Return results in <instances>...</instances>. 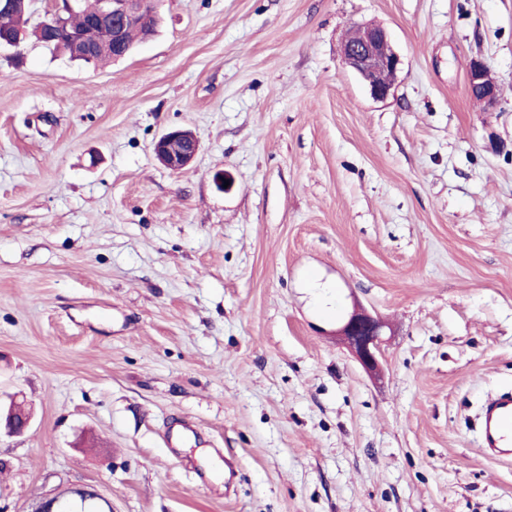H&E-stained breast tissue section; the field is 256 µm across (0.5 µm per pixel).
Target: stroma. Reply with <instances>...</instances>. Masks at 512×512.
Returning a JSON list of instances; mask_svg holds the SVG:
<instances>
[{"label": "stroma", "mask_w": 512, "mask_h": 512, "mask_svg": "<svg viewBox=\"0 0 512 512\" xmlns=\"http://www.w3.org/2000/svg\"><path fill=\"white\" fill-rule=\"evenodd\" d=\"M157 10L106 64L0 51V402L34 412L0 437V512L71 486L112 512H499L512 463L477 414L512 388V0ZM365 24L402 61L382 101L341 53ZM173 129L199 143L178 172ZM357 307L388 324L374 373L335 335ZM467 85L471 96L482 103L485 109L493 110L497 106L500 90L483 62L475 60L470 64ZM156 159L167 169L180 171L189 165L198 150L193 136L185 130L163 134L154 144Z\"/></svg>", "instance_id": "1"}]
</instances>
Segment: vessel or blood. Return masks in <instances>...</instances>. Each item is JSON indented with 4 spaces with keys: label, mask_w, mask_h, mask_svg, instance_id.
<instances>
[{
    "label": "vessel or blood",
    "mask_w": 512,
    "mask_h": 512,
    "mask_svg": "<svg viewBox=\"0 0 512 512\" xmlns=\"http://www.w3.org/2000/svg\"><path fill=\"white\" fill-rule=\"evenodd\" d=\"M478 442L493 458L512 459V389L496 392L482 403Z\"/></svg>",
    "instance_id": "1"
}]
</instances>
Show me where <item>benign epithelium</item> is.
<instances>
[{
	"mask_svg": "<svg viewBox=\"0 0 512 512\" xmlns=\"http://www.w3.org/2000/svg\"><path fill=\"white\" fill-rule=\"evenodd\" d=\"M78 0H55V7L48 24L62 27L76 12ZM154 6V0H101L99 11L92 15L83 29L71 36V40L82 47L83 52L105 45L116 51L115 57L126 55L124 34L128 27L141 23L146 7ZM345 63L358 75L376 100L386 99L393 82L384 80L385 75L394 76L401 65L400 56L391 48L386 30L379 25L361 26L356 38L343 46ZM467 85L469 93L483 104L485 109H494L499 100V87L490 70L481 61L470 64ZM198 144L185 130H174L163 134L154 144L156 159L172 171H180L193 160ZM386 324L378 317L366 312H353L337 335L349 345L361 365L374 370L382 356L383 331ZM28 416L15 417L13 410L0 412V428L11 436L22 435L29 430ZM71 495L50 494L42 497L32 512H56L55 506L74 508L73 499L92 501L100 494L83 488L70 489Z\"/></svg>",
	"mask_w": 512,
	"mask_h": 512,
	"instance_id": "1",
	"label": "benign epithelium"
}]
</instances>
